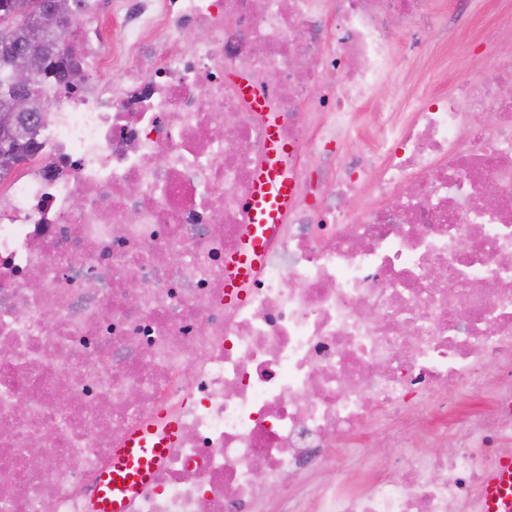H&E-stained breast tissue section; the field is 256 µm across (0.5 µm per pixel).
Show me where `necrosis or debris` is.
<instances>
[{
	"label": "necrosis or debris",
	"mask_w": 512,
	"mask_h": 512,
	"mask_svg": "<svg viewBox=\"0 0 512 512\" xmlns=\"http://www.w3.org/2000/svg\"><path fill=\"white\" fill-rule=\"evenodd\" d=\"M435 3L83 0L85 81L46 87L0 179V512H95L164 419L127 512H263L269 486L286 512H483L512 458V61L379 96L446 34ZM271 114L292 200L233 302ZM156 432V427L142 431L128 439L123 448L116 449L112 472L105 475L98 485L97 511L124 512L139 486L150 478L153 466L177 438V424L174 421L163 422L158 442L151 438Z\"/></svg>",
	"instance_id": "4bbe7bcc"
}]
</instances>
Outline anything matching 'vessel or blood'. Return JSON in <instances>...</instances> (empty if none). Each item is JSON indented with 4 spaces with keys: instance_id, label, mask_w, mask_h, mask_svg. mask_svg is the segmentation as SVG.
Instances as JSON below:
<instances>
[{
    "instance_id": "b4317fda",
    "label": "vessel or blood",
    "mask_w": 512,
    "mask_h": 512,
    "mask_svg": "<svg viewBox=\"0 0 512 512\" xmlns=\"http://www.w3.org/2000/svg\"><path fill=\"white\" fill-rule=\"evenodd\" d=\"M267 161L254 178L248 198L253 227L250 236L251 255L232 257L229 264L236 271L230 287L237 288L250 276L262 256V238L267 225L277 223L286 211L292 196L291 179L288 175V146L278 133L276 123H269L266 137ZM175 422H164L160 439H152L150 432H142L128 439L122 448L116 449L112 470L100 481L97 489L98 512H125L129 500L140 485L153 472L154 465L176 439ZM512 460L492 473L483 488L485 512H512Z\"/></svg>"
}]
</instances>
